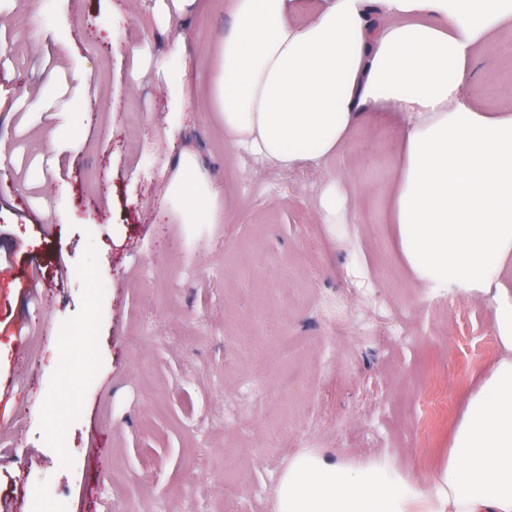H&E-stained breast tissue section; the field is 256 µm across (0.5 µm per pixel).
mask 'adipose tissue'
<instances>
[{"instance_id": "1", "label": "adipose tissue", "mask_w": 512, "mask_h": 512, "mask_svg": "<svg viewBox=\"0 0 512 512\" xmlns=\"http://www.w3.org/2000/svg\"><path fill=\"white\" fill-rule=\"evenodd\" d=\"M232 0L213 78L224 143L280 169L334 155L357 125L401 130L389 194L400 253L431 294L491 296L500 345L458 421L445 461L419 489L386 457L291 458L275 512H512V113L474 108L471 65L512 0ZM183 223L218 186L195 153L163 176Z\"/></svg>"}]
</instances>
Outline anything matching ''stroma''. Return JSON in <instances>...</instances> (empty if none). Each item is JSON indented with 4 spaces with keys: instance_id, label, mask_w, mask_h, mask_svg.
I'll return each instance as SVG.
<instances>
[{
    "instance_id": "35a3bbf8",
    "label": "stroma",
    "mask_w": 512,
    "mask_h": 512,
    "mask_svg": "<svg viewBox=\"0 0 512 512\" xmlns=\"http://www.w3.org/2000/svg\"><path fill=\"white\" fill-rule=\"evenodd\" d=\"M224 2L31 0L32 29L0 0L10 512H29L34 484L50 512H273L302 450L385 456L424 488L507 355L490 296L429 297L399 254L397 126L362 125L293 171L225 147L211 94ZM475 82V106L512 113V29L479 50ZM186 147L230 199L221 223H180L160 192ZM336 173L347 204L327 224ZM345 175H330L325 182L319 198L320 215L324 223L335 224L336 215L340 213L345 204L342 184Z\"/></svg>"
}]
</instances>
